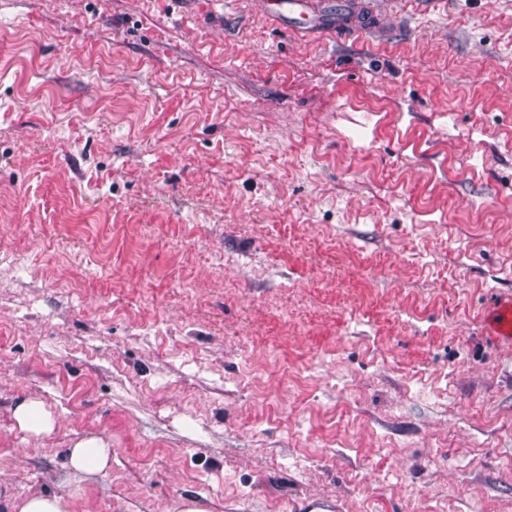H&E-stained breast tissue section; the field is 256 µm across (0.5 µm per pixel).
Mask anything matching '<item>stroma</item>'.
<instances>
[{
  "mask_svg": "<svg viewBox=\"0 0 512 512\" xmlns=\"http://www.w3.org/2000/svg\"><path fill=\"white\" fill-rule=\"evenodd\" d=\"M375 3L0 0V502L512 512V0ZM266 13L308 33L332 31L349 38L364 33L387 39L396 31L384 27L382 15L369 0H261ZM369 2V3H367ZM488 335L497 344H512V298L500 299L494 306ZM13 416L21 431L35 437L47 436L55 427L51 412L42 401L34 398L18 402L14 407ZM111 457L108 442L102 436L93 434L78 440L69 448L67 466L84 475L104 474Z\"/></svg>",
  "mask_w": 512,
  "mask_h": 512,
  "instance_id": "stroma-1",
  "label": "stroma"
}]
</instances>
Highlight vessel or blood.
I'll use <instances>...</instances> for the list:
<instances>
[{"instance_id": "vessel-or-blood-1", "label": "vessel or blood", "mask_w": 512, "mask_h": 512, "mask_svg": "<svg viewBox=\"0 0 512 512\" xmlns=\"http://www.w3.org/2000/svg\"><path fill=\"white\" fill-rule=\"evenodd\" d=\"M266 13L287 21L289 26L320 34L331 31L349 38L363 34L386 39L389 28L369 0H262ZM489 334L496 343L512 344V298L500 299L494 306Z\"/></svg>"}]
</instances>
